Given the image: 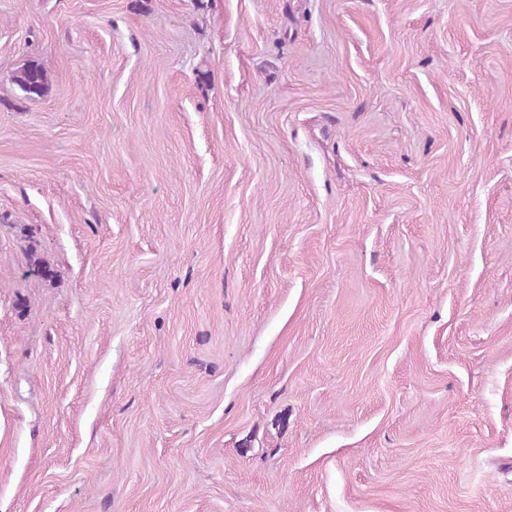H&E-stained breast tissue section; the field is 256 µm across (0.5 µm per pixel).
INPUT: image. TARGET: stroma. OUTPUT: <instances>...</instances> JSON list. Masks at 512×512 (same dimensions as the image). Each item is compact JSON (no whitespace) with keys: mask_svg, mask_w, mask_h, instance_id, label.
<instances>
[{"mask_svg":"<svg viewBox=\"0 0 512 512\" xmlns=\"http://www.w3.org/2000/svg\"><path fill=\"white\" fill-rule=\"evenodd\" d=\"M0 512H512V0H0ZM16 84L27 96L38 97L47 84V74L38 65H28L18 71Z\"/></svg>","mask_w":512,"mask_h":512,"instance_id":"obj_1","label":"stroma"}]
</instances>
